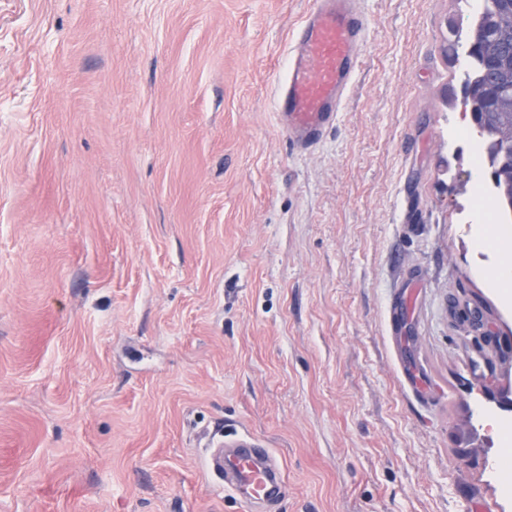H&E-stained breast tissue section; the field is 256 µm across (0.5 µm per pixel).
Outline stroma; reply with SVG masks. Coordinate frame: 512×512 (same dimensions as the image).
<instances>
[{
    "instance_id": "stroma-1",
    "label": "stroma",
    "mask_w": 512,
    "mask_h": 512,
    "mask_svg": "<svg viewBox=\"0 0 512 512\" xmlns=\"http://www.w3.org/2000/svg\"><path fill=\"white\" fill-rule=\"evenodd\" d=\"M311 0H0V512H512V356L476 254L475 0H361L336 128L275 87ZM461 31L448 41L450 26ZM249 432L280 500L205 466Z\"/></svg>"
}]
</instances>
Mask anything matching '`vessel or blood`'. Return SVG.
Wrapping results in <instances>:
<instances>
[{"mask_svg": "<svg viewBox=\"0 0 512 512\" xmlns=\"http://www.w3.org/2000/svg\"><path fill=\"white\" fill-rule=\"evenodd\" d=\"M356 3L312 0L289 53L288 74L276 107L282 129L299 150L315 148L336 127L358 73L365 20ZM210 466L247 507L273 499L280 491L279 463L252 435L225 440Z\"/></svg>", "mask_w": 512, "mask_h": 512, "instance_id": "1", "label": "vessel or blood"}]
</instances>
